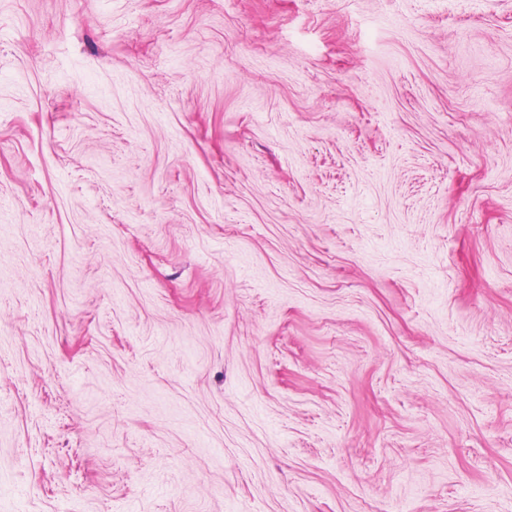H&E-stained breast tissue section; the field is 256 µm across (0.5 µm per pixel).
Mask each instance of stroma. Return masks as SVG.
Segmentation results:
<instances>
[{
	"mask_svg": "<svg viewBox=\"0 0 512 512\" xmlns=\"http://www.w3.org/2000/svg\"><path fill=\"white\" fill-rule=\"evenodd\" d=\"M0 512H512V0H0Z\"/></svg>",
	"mask_w": 512,
	"mask_h": 512,
	"instance_id": "obj_1",
	"label": "stroma"
}]
</instances>
